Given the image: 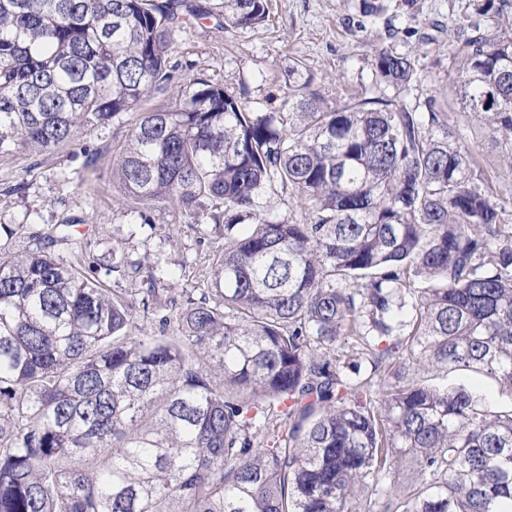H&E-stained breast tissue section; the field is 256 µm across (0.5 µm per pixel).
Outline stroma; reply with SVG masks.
Here are the masks:
<instances>
[{
    "mask_svg": "<svg viewBox=\"0 0 512 512\" xmlns=\"http://www.w3.org/2000/svg\"><path fill=\"white\" fill-rule=\"evenodd\" d=\"M386 11L365 12L366 0H270L268 22L256 28L223 29L222 18L190 20L174 54L181 67L168 90L155 93L152 106L169 104L204 78L233 93H244L255 112L288 109V72L302 63L312 86L328 102L369 90L367 63L375 47L388 43V26L436 32L431 44L397 41L412 53L431 80L426 89L440 94L448 83V45L460 28L476 18L481 0H381ZM137 120L128 111L103 125L78 133L75 141L50 152L25 150L0 155V249L14 253L49 249L61 263L84 255L114 292L140 295L149 270L175 297L200 287L216 234L182 224L174 210L160 207L140 214L117 210L112 188V156ZM99 154L97 192L79 185L75 173L84 150ZM71 221L69 238L46 245L42 232Z\"/></svg>",
    "mask_w": 512,
    "mask_h": 512,
    "instance_id": "stroma-1",
    "label": "stroma"
}]
</instances>
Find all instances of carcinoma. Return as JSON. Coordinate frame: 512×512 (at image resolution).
<instances>
[{"mask_svg":"<svg viewBox=\"0 0 512 512\" xmlns=\"http://www.w3.org/2000/svg\"><path fill=\"white\" fill-rule=\"evenodd\" d=\"M209 15L253 28L268 3L0 0V155L142 105ZM491 15L457 32L439 98L387 45L358 99L298 79L288 111L252 112L198 78L138 113L112 187L221 231L197 299L0 251V512H512V409L414 380L512 395V225L455 121L512 170V30Z\"/></svg>","mask_w":512,"mask_h":512,"instance_id":"obj_1","label":"carcinoma"}]
</instances>
